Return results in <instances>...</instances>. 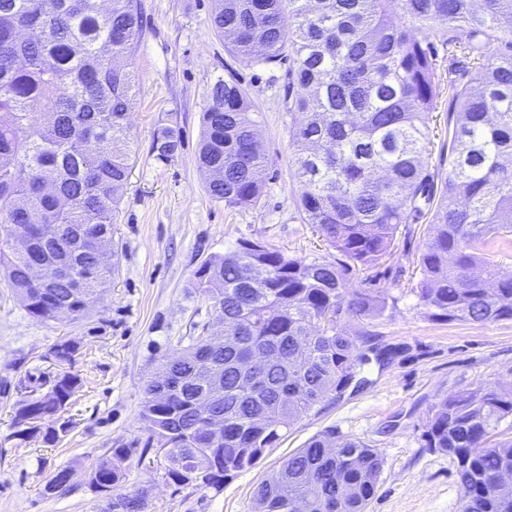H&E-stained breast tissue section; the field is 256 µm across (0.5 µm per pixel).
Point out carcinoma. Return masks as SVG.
<instances>
[{
	"label": "carcinoma",
	"instance_id": "carcinoma-1",
	"mask_svg": "<svg viewBox=\"0 0 512 512\" xmlns=\"http://www.w3.org/2000/svg\"><path fill=\"white\" fill-rule=\"evenodd\" d=\"M210 21L247 66L288 65L287 111L303 120L290 147L303 220L336 252L334 261L291 257L250 240L212 255L192 288L220 311L181 363L155 379L180 387L165 401L145 389L147 437L139 460L163 455L177 486L220 489L256 466L294 424L361 373L370 357L347 317L377 313L370 288H347L354 268L390 254L402 226L432 213L413 288L428 317L477 324L512 320V275L490 256L512 249V0H213ZM138 0H0V223L31 242L47 264L66 262L65 282L34 281L22 256L0 248V271L26 311L44 320L79 316L114 270L86 240L112 235L124 193L138 74L131 59L140 33ZM468 60V79H448V161L439 200L424 166L433 145L437 46ZM252 104L233 77L216 81L202 112L197 163L207 192L227 208L256 204L266 183ZM182 146L163 124L150 152L162 163ZM269 271L255 283L251 272ZM306 356L295 359L300 338ZM79 343L53 355L74 360ZM258 352L279 361L237 374ZM12 436L46 443L42 427L65 412L79 376H28ZM512 417V388H476L431 410L427 447L456 463L463 512H512L495 481L512 469V443L494 442ZM232 419L215 435L213 419ZM131 448H111L90 473L112 489L126 475ZM382 454L345 437H315L257 484L254 512H366L378 489ZM148 490L109 501L112 512H144Z\"/></svg>",
	"mask_w": 512,
	"mask_h": 512
}]
</instances>
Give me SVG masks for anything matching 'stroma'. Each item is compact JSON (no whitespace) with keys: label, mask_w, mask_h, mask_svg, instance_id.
<instances>
[{"label":"stroma","mask_w":512,"mask_h":512,"mask_svg":"<svg viewBox=\"0 0 512 512\" xmlns=\"http://www.w3.org/2000/svg\"><path fill=\"white\" fill-rule=\"evenodd\" d=\"M138 2V83L128 118L132 155L112 237L119 265L109 288L81 316L42 320L27 313L0 277V512H101L103 495L90 485V470L108 449L141 447L147 382L162 361L179 355L202 325L218 318L191 286L203 259L245 239L297 257L333 256L296 206L289 144L301 117L284 109L282 68L239 64L211 27L212 0ZM232 72L255 107L268 170L259 203L229 209L207 193L196 155L208 91ZM168 121L181 128L183 146L164 164L150 146L155 129ZM427 224L423 218L401 229L380 265L372 289L383 311L342 322L346 333L369 335L371 346L386 354L384 362L366 366L365 385L329 395L222 490L170 483L159 456L151 463L130 460L114 495L147 489L145 512H252V492L261 480L312 438L334 433L383 456L368 512H461L456 465L427 448L426 424L432 407L447 396L512 387V321L443 322L426 315L413 288ZM68 338L81 344L69 367L81 379L64 414L70 432L53 444L14 438L11 423L23 383L31 374H56L52 351ZM61 469L71 472L66 487L46 492Z\"/></svg>","instance_id":"35a3bbf8"}]
</instances>
